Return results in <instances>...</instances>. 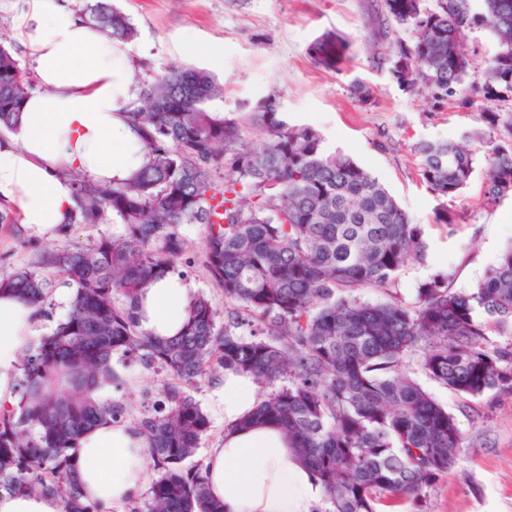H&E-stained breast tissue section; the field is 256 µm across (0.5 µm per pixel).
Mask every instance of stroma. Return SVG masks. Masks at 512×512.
<instances>
[{"label": "stroma", "mask_w": 512, "mask_h": 512, "mask_svg": "<svg viewBox=\"0 0 512 512\" xmlns=\"http://www.w3.org/2000/svg\"><path fill=\"white\" fill-rule=\"evenodd\" d=\"M130 17L134 74L151 79L168 67L208 71L223 87L212 111L245 121L259 100L280 97L293 124L316 128L329 149L353 158L376 176L427 245L424 262L399 273L393 292L364 288L363 300L393 294L414 301L419 285L447 273L448 287H475L498 255L512 245V196L487 202L485 163H478L456 197L438 196L419 174L415 151L423 141H464L484 125L478 107L449 102L434 110L420 93L404 90L390 66L397 46L411 43L409 27L388 18L382 0H114ZM340 38L347 51L337 65L323 66L317 46ZM220 47L212 61L184 52L187 41ZM372 90L369 104L350 92L353 80ZM448 215L441 223L439 215ZM193 242L186 279L215 307L224 293L209 279L200 241L202 228L188 226ZM114 368L133 383L134 400L124 417L137 423L145 395H156L158 377L138 362L114 356ZM417 382L454 415L463 436L456 464L419 503L388 500L380 512H512V395L462 396L415 372ZM125 390L113 391L116 399Z\"/></svg>", "instance_id": "35a3bbf8"}]
</instances>
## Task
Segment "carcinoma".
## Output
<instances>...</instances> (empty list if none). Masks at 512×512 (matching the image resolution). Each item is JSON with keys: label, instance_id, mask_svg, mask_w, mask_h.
Segmentation results:
<instances>
[{"label": "carcinoma", "instance_id": "carcinoma-1", "mask_svg": "<svg viewBox=\"0 0 512 512\" xmlns=\"http://www.w3.org/2000/svg\"><path fill=\"white\" fill-rule=\"evenodd\" d=\"M384 0L387 15L411 27L391 73L432 106L476 104L493 129L498 102L512 100V0ZM89 24L120 41L134 38L130 18L95 0ZM489 30L495 51L479 81L466 83V31ZM345 44L321 45L326 65ZM31 77L0 43V130H9ZM222 93L206 71L172 66L143 83L124 111L137 127L147 162L113 187L77 180L73 224L99 227L120 218L122 235L102 233L86 246H32L27 267L0 270L8 289L42 317L50 315L52 271L75 287L64 320L25 351L18 401L0 405V490L56 497L62 512H102L81 493L71 465L79 437L104 420L120 422L127 404L119 354L162 376L158 405L143 406L138 430L158 476L143 512H224L203 468L185 467L209 422L190 390L231 368L263 388L255 419L277 424L289 447L324 488L314 512H377L394 497L414 503L448 472L462 447L455 418L414 379L418 367L464 396L512 395V245L471 290L448 289V276L421 284L415 300L366 302L361 288H389L425 257L423 231L379 180L325 145L311 126L288 122L277 97L251 112L260 134L209 110ZM420 176L453 198L469 183L477 152L454 141L417 146ZM222 175V182L213 180ZM512 194V142L487 153L484 195ZM203 225L210 279L224 289V326L202 294L192 296L183 331L156 341L139 324L136 300L156 276L183 274L185 227ZM246 326L249 333L236 329Z\"/></svg>", "mask_w": 512, "mask_h": 512}]
</instances>
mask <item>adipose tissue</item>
I'll list each match as a JSON object with an SVG mask.
<instances>
[{
	"label": "adipose tissue",
	"mask_w": 512,
	"mask_h": 512,
	"mask_svg": "<svg viewBox=\"0 0 512 512\" xmlns=\"http://www.w3.org/2000/svg\"><path fill=\"white\" fill-rule=\"evenodd\" d=\"M13 36L34 63L38 88L11 130L0 133V208L16 211L29 237L51 240L69 227L74 176L109 185L129 180L146 162L142 140L123 110L132 96L126 43L99 35L69 0H26ZM193 290L165 273L138 303L141 328L156 340L175 337L189 315ZM39 318L9 290L0 292V405H12L21 352ZM261 387L247 372L224 370L208 409L224 422L204 475L225 512H313L323 487L300 464L283 432L253 422ZM73 463L86 499L105 512L143 491L148 457L138 430L104 421L85 433Z\"/></svg>",
	"instance_id": "adipose-tissue-1"
}]
</instances>
